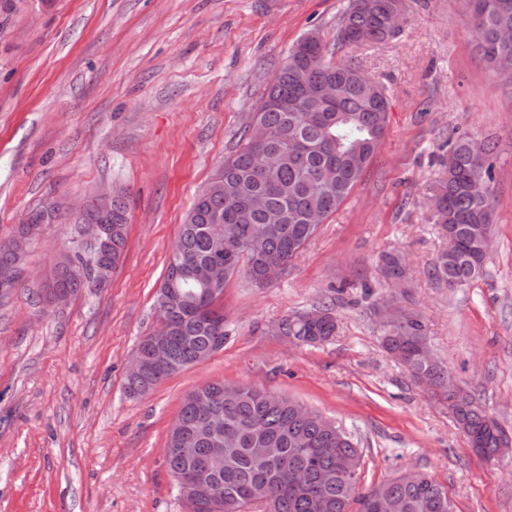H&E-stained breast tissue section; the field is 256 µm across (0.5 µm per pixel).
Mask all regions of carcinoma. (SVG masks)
Segmentation results:
<instances>
[{"label": "carcinoma", "mask_w": 512, "mask_h": 512, "mask_svg": "<svg viewBox=\"0 0 512 512\" xmlns=\"http://www.w3.org/2000/svg\"><path fill=\"white\" fill-rule=\"evenodd\" d=\"M479 47L491 63L512 57V41L499 37L512 28V0H469ZM403 0H349L336 27L334 47L308 33L289 49L252 122L244 130L236 153L224 160L210 181L209 191L196 198L181 225L162 287L177 292L168 320L170 353L175 368L156 369L144 359L140 378L127 380V392L151 391L186 367L209 358L224 347L221 297L209 291L201 272L210 264L224 265V283L247 278L263 288L265 268L288 266L314 236L313 215L327 219L349 196L367 167L388 119L385 87L365 74L354 58L309 68V52L327 56L346 47L380 43L400 30ZM336 86V98L319 102L317 91ZM494 148L468 135L448 143L446 178L435 189L434 223L456 242L452 255L439 253L431 267L433 278L458 288L478 279L484 270V240L492 232V195L471 189L475 178L486 187L493 181ZM53 213L35 209L0 243V272L22 264L30 245L31 225L48 224ZM128 203L112 193V219L103 247L112 269L119 266L125 246ZM97 255L79 245L73 256L53 266L50 288L76 295L92 288L88 271ZM382 273L404 277L399 256H382ZM333 308L321 305L289 315L277 323L280 336H293L304 345L324 343L336 334ZM428 325L421 315L405 311L381 327V343L413 382L426 393L448 397L444 369L421 353ZM208 397L224 422L212 434L195 399ZM299 402L277 391L246 384L207 381L185 395L167 433L165 460L176 483L188 480L194 465L215 456L212 480L224 498L222 512H377L376 498L387 499L394 512H454L448 490L432 475L421 472L414 482L394 477L360 491L361 453L353 438L336 422L315 412L303 415ZM454 418L463 426L475 452L488 460L499 452L503 429L464 389L452 397ZM266 450L262 467L252 457ZM187 512H217L209 498L183 495Z\"/></svg>", "instance_id": "cac0c4a2"}]
</instances>
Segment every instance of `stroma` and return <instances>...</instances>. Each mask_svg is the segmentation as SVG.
<instances>
[{"label":"stroma","mask_w":512,"mask_h":512,"mask_svg":"<svg viewBox=\"0 0 512 512\" xmlns=\"http://www.w3.org/2000/svg\"><path fill=\"white\" fill-rule=\"evenodd\" d=\"M347 0H11L0 8V240L56 210L0 293V512H186L165 463L183 397L206 381L287 394L353 435L361 489L431 472L454 512H512V453L480 459L446 405L383 351L386 301L428 324L433 355L512 436V83L478 47L467 0H406L400 32L342 49L386 86L384 135L342 206L268 287L224 290L223 349L144 396L126 369L198 191L237 150L289 47L336 40ZM496 142L495 230L479 279L430 276L447 240L431 220L446 143ZM123 188L130 220L107 288L48 305L71 207ZM401 256L402 287L380 271ZM330 303L335 336L276 331Z\"/></svg>","instance_id":"1"}]
</instances>
